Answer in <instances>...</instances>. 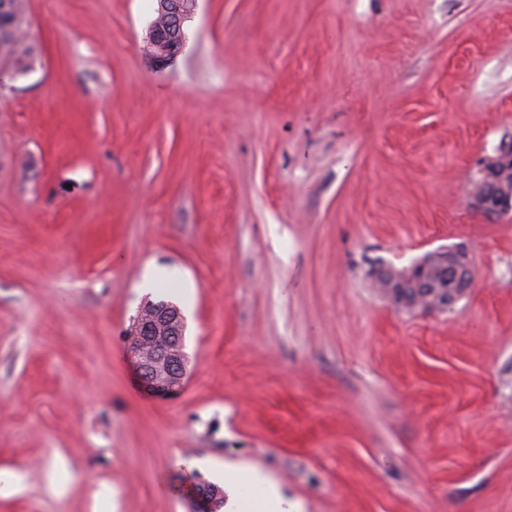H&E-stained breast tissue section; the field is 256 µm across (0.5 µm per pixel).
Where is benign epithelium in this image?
I'll return each mask as SVG.
<instances>
[{"instance_id": "obj_1", "label": "benign epithelium", "mask_w": 512, "mask_h": 512, "mask_svg": "<svg viewBox=\"0 0 512 512\" xmlns=\"http://www.w3.org/2000/svg\"><path fill=\"white\" fill-rule=\"evenodd\" d=\"M466 200L469 209L491 220L512 217V142L503 143L480 168ZM371 278L396 307L433 313L448 310L469 290L474 269L466 250L440 247L402 268L376 267ZM185 330V318L172 302L147 303L133 319L131 355L142 387L156 397L173 396L182 388L189 364ZM188 497L193 512H211L214 498L208 486H192Z\"/></svg>"}]
</instances>
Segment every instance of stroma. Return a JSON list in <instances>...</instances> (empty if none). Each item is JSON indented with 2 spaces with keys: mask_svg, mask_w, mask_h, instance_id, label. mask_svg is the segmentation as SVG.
<instances>
[{
  "mask_svg": "<svg viewBox=\"0 0 512 512\" xmlns=\"http://www.w3.org/2000/svg\"><path fill=\"white\" fill-rule=\"evenodd\" d=\"M156 7L27 0L0 78V512H191L228 465L300 512H512V218L463 202L512 140V0H198L162 66ZM446 245L451 312L367 277ZM161 298L168 399L127 342ZM8 1L10 13L7 21H17V25L9 34L0 35V63L10 65L17 72H24L32 63L35 47L29 42L25 29L27 19L24 1ZM152 303H146L134 317L128 341L142 387L155 397L165 398L180 391L187 372L186 322L176 304ZM210 486L214 492L220 491V489L214 485ZM205 484L194 485L191 487L188 497H190L191 503L194 504L195 509L193 512H212L213 503L215 498L211 494V489ZM203 505V506H202Z\"/></svg>",
  "mask_w": 512,
  "mask_h": 512,
  "instance_id": "stroma-1",
  "label": "stroma"
}]
</instances>
